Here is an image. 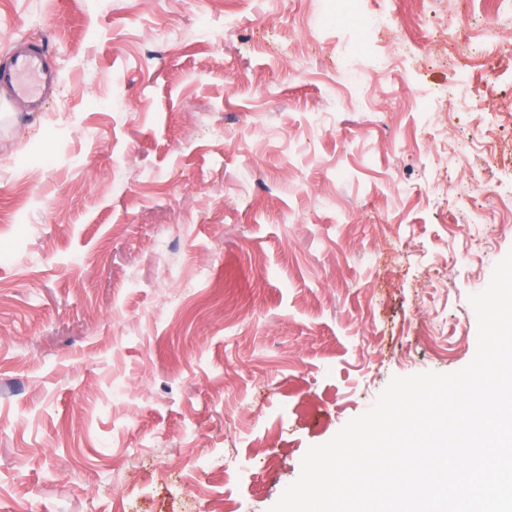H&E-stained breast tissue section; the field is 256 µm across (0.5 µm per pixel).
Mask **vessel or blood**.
Listing matches in <instances>:
<instances>
[{
  "instance_id": "obj_1",
  "label": "vessel or blood",
  "mask_w": 512,
  "mask_h": 512,
  "mask_svg": "<svg viewBox=\"0 0 512 512\" xmlns=\"http://www.w3.org/2000/svg\"><path fill=\"white\" fill-rule=\"evenodd\" d=\"M58 80V70L45 47L20 39L13 47L8 64L0 65V122L12 119L10 105L26 102L32 109H43Z\"/></svg>"
}]
</instances>
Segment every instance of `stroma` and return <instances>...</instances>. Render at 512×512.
<instances>
[{"instance_id":"1","label":"stroma","mask_w":512,"mask_h":512,"mask_svg":"<svg viewBox=\"0 0 512 512\" xmlns=\"http://www.w3.org/2000/svg\"><path fill=\"white\" fill-rule=\"evenodd\" d=\"M359 6L0 0V62L59 71L0 130V512H269L392 377L471 362L512 251V210L458 231L512 186V0ZM337 13H343L347 19L353 21L360 30L373 27V18L360 12L358 0H336V14Z\"/></svg>"}]
</instances>
